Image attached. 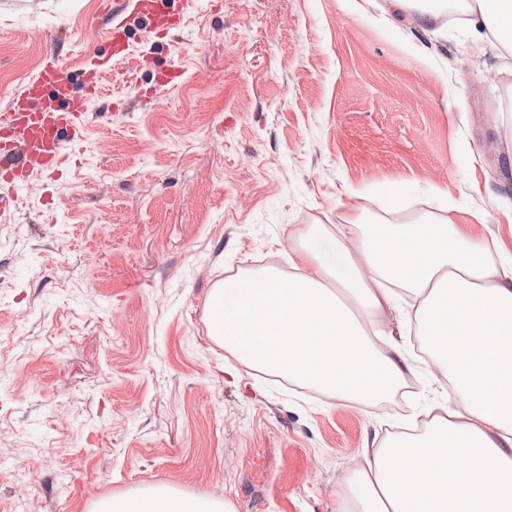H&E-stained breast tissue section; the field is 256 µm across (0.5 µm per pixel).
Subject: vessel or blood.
Listing matches in <instances>:
<instances>
[{
	"mask_svg": "<svg viewBox=\"0 0 512 512\" xmlns=\"http://www.w3.org/2000/svg\"><path fill=\"white\" fill-rule=\"evenodd\" d=\"M98 80H85L74 91L70 72L48 62L6 111L0 112V212L15 207L36 176L52 174L64 148L83 141L91 100L98 98Z\"/></svg>",
	"mask_w": 512,
	"mask_h": 512,
	"instance_id": "vessel-or-blood-1",
	"label": "vessel or blood"
}]
</instances>
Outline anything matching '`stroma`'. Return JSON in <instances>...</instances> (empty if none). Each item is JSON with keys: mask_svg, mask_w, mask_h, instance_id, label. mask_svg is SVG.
Instances as JSON below:
<instances>
[{"mask_svg": "<svg viewBox=\"0 0 512 512\" xmlns=\"http://www.w3.org/2000/svg\"><path fill=\"white\" fill-rule=\"evenodd\" d=\"M97 3L0 0V111L47 60L108 54ZM125 18L84 141L0 216V512L156 487L336 512L352 465L438 398L428 367L372 408L329 399L218 345L210 292L291 272L317 224L447 214L512 252L504 61L468 23L354 0H193L161 39Z\"/></svg>", "mask_w": 512, "mask_h": 512, "instance_id": "1", "label": "stroma"}]
</instances>
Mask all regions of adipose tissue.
<instances>
[{"label": "adipose tissue", "instance_id": "adipose-tissue-1", "mask_svg": "<svg viewBox=\"0 0 512 512\" xmlns=\"http://www.w3.org/2000/svg\"><path fill=\"white\" fill-rule=\"evenodd\" d=\"M487 46L512 57V0H454ZM294 272L230 277L209 297L213 338L237 360L336 400L385 401L415 370L381 317L402 298L450 393L423 429L383 439L350 472L336 512H512V258L445 218L353 224L295 248ZM95 512H233L167 488Z\"/></svg>", "mask_w": 512, "mask_h": 512}]
</instances>
